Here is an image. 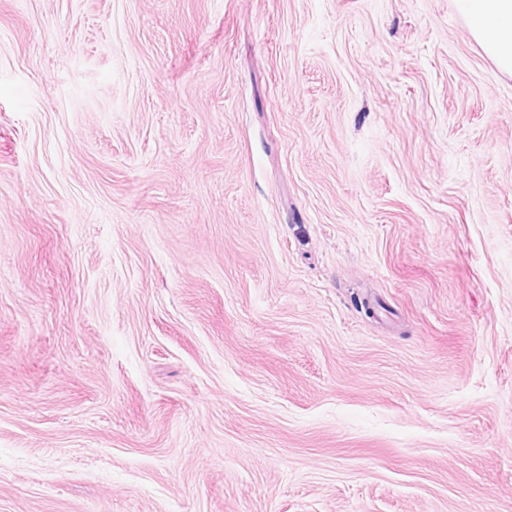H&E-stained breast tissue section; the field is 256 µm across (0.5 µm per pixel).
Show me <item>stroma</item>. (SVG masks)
<instances>
[{"label":"stroma","mask_w":512,"mask_h":512,"mask_svg":"<svg viewBox=\"0 0 512 512\" xmlns=\"http://www.w3.org/2000/svg\"><path fill=\"white\" fill-rule=\"evenodd\" d=\"M0 512H512L454 0H0Z\"/></svg>","instance_id":"35a3bbf8"}]
</instances>
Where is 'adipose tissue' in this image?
Returning <instances> with one entry per match:
<instances>
[{
    "instance_id": "1",
    "label": "adipose tissue",
    "mask_w": 512,
    "mask_h": 512,
    "mask_svg": "<svg viewBox=\"0 0 512 512\" xmlns=\"http://www.w3.org/2000/svg\"><path fill=\"white\" fill-rule=\"evenodd\" d=\"M473 38L512 77V0H455Z\"/></svg>"
}]
</instances>
